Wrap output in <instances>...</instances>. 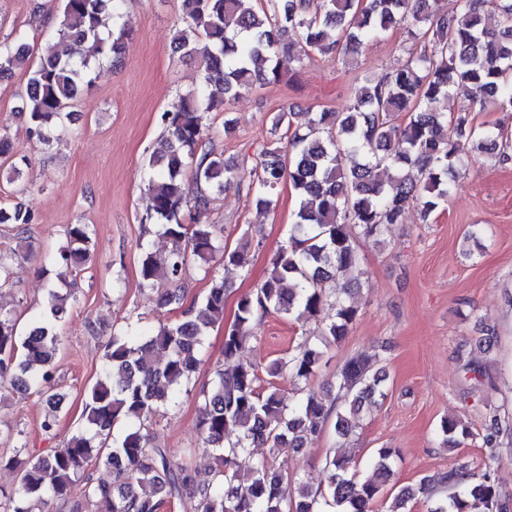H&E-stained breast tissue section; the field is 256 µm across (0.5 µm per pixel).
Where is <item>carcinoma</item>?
Instances as JSON below:
<instances>
[{
	"label": "carcinoma",
	"mask_w": 512,
	"mask_h": 512,
	"mask_svg": "<svg viewBox=\"0 0 512 512\" xmlns=\"http://www.w3.org/2000/svg\"><path fill=\"white\" fill-rule=\"evenodd\" d=\"M187 26L177 32L173 50L197 56L203 67L199 87L188 91L180 108L162 115L160 147L146 159L148 207L144 223H154L170 243L164 259L141 246L142 285L156 293L160 306L178 318L149 331L128 326L112 334L99 377L86 389L77 428L60 448L38 456L23 469L20 487L0 489V512H52L70 486L96 459L112 469V481H87L86 496L97 512H160L166 503L183 512H320L322 492L300 478H287L273 465L282 450L297 451L334 421L336 436L346 438L361 413L384 396L386 373L380 354L354 358L336 370L331 401L313 391L284 404L279 392L259 389V367L237 363L215 371L204 394L199 432L202 450L213 455L211 479L199 481L165 448L151 445L147 423L160 407L176 402L202 364L205 338L224 322V279L206 271L209 287L201 299L185 305L183 272L198 258L209 264L244 267L249 240L230 250L218 244L214 225L203 221L213 196L237 183L235 164L224 160L206 119L257 86L279 83L312 52L325 54L342 45L355 49L380 41L396 27L407 29L413 44L408 58L378 78L362 77L355 103L344 113L316 112L304 126L292 127L294 114L276 112L272 125L291 129L284 147L264 145L257 153L247 194L260 209L276 204L275 190L289 181L297 208L288 244L272 262L259 287L238 299L234 322L224 328V361L239 357L251 335L255 315L282 314L301 330L303 341L272 361L267 373L285 375L294 384L315 376L322 352L310 344L307 325L318 324L321 341L340 342L350 333L358 309L350 287L326 284L355 267L357 233L379 238L402 223L411 204L428 217L448 202L466 161L457 142L473 138L484 152L509 154V137L474 124L471 112L491 103L512 112V0H455L440 13L436 0H181ZM122 0H60L57 39L45 45L37 63L22 34L0 41V79L16 69L29 73L20 116L29 138L44 146L53 130L65 127L72 107L92 83L97 59L117 62L128 37L121 23ZM497 13L500 28L486 26ZM466 104L448 116V98ZM405 112L403 126L393 112ZM0 158L10 161L7 178L23 177L26 158H14L9 130L0 129ZM192 176L197 194L183 209V177ZM33 223L22 203L0 205V224L19 231ZM90 226L68 224L63 241L50 255L58 281L82 270L89 258ZM70 294L54 283L46 288L43 314L20 333L13 312L0 309V382L15 390H35L48 407L41 429L51 434L64 396L51 385L58 351L57 327L69 315ZM505 432L497 416L485 429L490 453L480 479L469 464L423 477L385 496L394 451L380 448L370 475L357 478L349 459L325 461L326 488L338 512H406L417 498L431 502L427 512H505L509 506L495 482L502 463L496 440ZM441 445L456 448L470 436L454 419L441 421ZM266 445L270 457L241 465L251 448Z\"/></svg>",
	"instance_id": "1"
}]
</instances>
